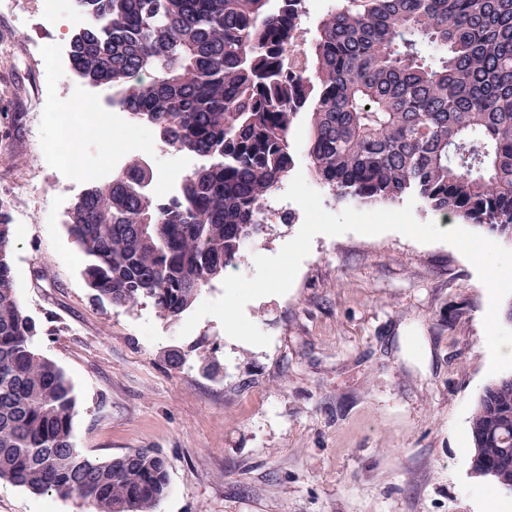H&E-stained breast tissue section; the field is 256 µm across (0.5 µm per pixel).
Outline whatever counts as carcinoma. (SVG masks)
I'll return each instance as SVG.
<instances>
[{
    "label": "carcinoma",
    "instance_id": "obj_1",
    "mask_svg": "<svg viewBox=\"0 0 512 512\" xmlns=\"http://www.w3.org/2000/svg\"><path fill=\"white\" fill-rule=\"evenodd\" d=\"M304 2L76 0L71 69L164 147L207 159L167 199L141 194L154 171L140 162L87 185L66 228L95 301L180 317L263 231L257 210L295 167L301 121L308 170L335 199L413 196L512 242V0H335L299 67ZM12 235L0 208V480L94 512H156L163 458L75 447L73 388L35 348ZM470 431L512 483V374L486 386Z\"/></svg>",
    "mask_w": 512,
    "mask_h": 512
}]
</instances>
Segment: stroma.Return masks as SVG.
<instances>
[{
  "mask_svg": "<svg viewBox=\"0 0 512 512\" xmlns=\"http://www.w3.org/2000/svg\"><path fill=\"white\" fill-rule=\"evenodd\" d=\"M34 0L0 15V205L15 228L11 259L35 346L70 380L72 436L91 460L146 449L166 462L157 512H512V496L468 474L470 417L491 382L483 318L488 292L454 246L397 232L316 236L291 289L245 313L268 346L231 339L204 317L152 303L93 301L81 253L66 231L82 185L46 165L54 139L36 103L80 89L107 109L110 90L43 53L26 21ZM153 191L184 154L137 126ZM299 224L264 225L227 274L253 276ZM0 512H90L77 498L0 480Z\"/></svg>",
  "mask_w": 512,
  "mask_h": 512,
  "instance_id": "35a3bbf8",
  "label": "stroma"
}]
</instances>
